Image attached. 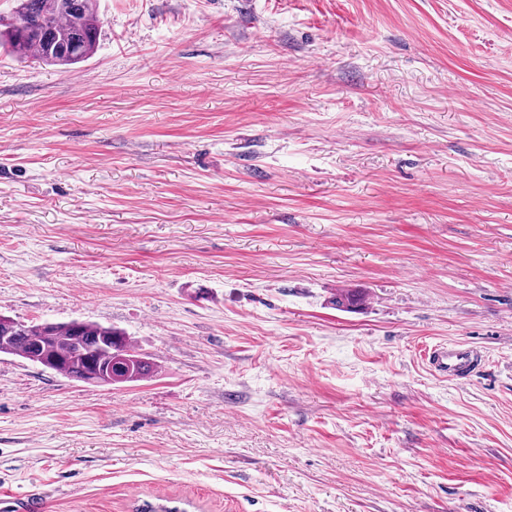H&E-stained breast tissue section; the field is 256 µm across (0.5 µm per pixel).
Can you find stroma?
Returning a JSON list of instances; mask_svg holds the SVG:
<instances>
[{
	"instance_id": "35a3bbf8",
	"label": "stroma",
	"mask_w": 512,
	"mask_h": 512,
	"mask_svg": "<svg viewBox=\"0 0 512 512\" xmlns=\"http://www.w3.org/2000/svg\"><path fill=\"white\" fill-rule=\"evenodd\" d=\"M97 6L84 62L0 50V315L158 372L0 354V500L512 512V0ZM112 343V363L101 345ZM120 352L115 354V352ZM0 353L19 356L70 379L85 382L125 383L144 380L157 372L155 364L138 354L128 337L94 322H41L26 324L0 315ZM429 367L437 374L461 383L482 367L480 352L469 346L435 345L427 352Z\"/></svg>"
}]
</instances>
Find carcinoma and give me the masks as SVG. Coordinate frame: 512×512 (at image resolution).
Here are the masks:
<instances>
[{
    "instance_id": "1",
    "label": "carcinoma",
    "mask_w": 512,
    "mask_h": 512,
    "mask_svg": "<svg viewBox=\"0 0 512 512\" xmlns=\"http://www.w3.org/2000/svg\"><path fill=\"white\" fill-rule=\"evenodd\" d=\"M23 16L27 28L0 22V48L52 65L70 66L87 60L100 34L96 0H14L11 17ZM0 353L19 356L70 379L108 367L112 382L144 380L157 372L138 354L128 337L94 322L26 324L0 315Z\"/></svg>"
}]
</instances>
